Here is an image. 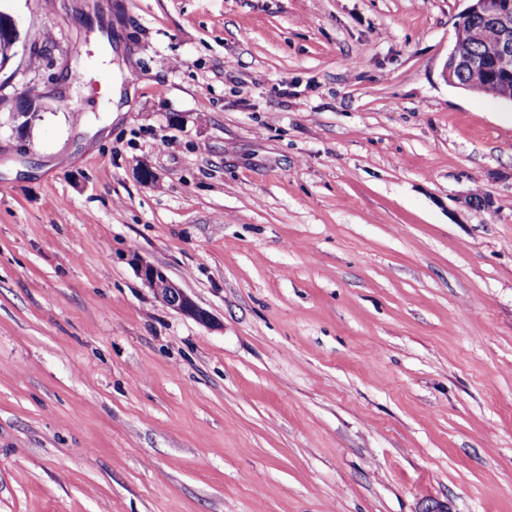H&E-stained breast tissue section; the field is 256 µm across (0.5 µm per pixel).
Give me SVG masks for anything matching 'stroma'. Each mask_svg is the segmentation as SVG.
Returning a JSON list of instances; mask_svg holds the SVG:
<instances>
[{"instance_id":"1","label":"stroma","mask_w":512,"mask_h":512,"mask_svg":"<svg viewBox=\"0 0 512 512\" xmlns=\"http://www.w3.org/2000/svg\"><path fill=\"white\" fill-rule=\"evenodd\" d=\"M466 6L0 0V512H512V104L442 77ZM1 15L4 17V22L2 25L0 23V71L12 58L18 55L21 42L20 31L14 18L0 11ZM137 267L141 279L165 305L199 323L210 324L212 322L213 318L209 311L198 305L159 267L143 261H140Z\"/></svg>"}]
</instances>
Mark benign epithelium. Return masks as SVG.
<instances>
[{"instance_id":"obj_1","label":"benign epithelium","mask_w":512,"mask_h":512,"mask_svg":"<svg viewBox=\"0 0 512 512\" xmlns=\"http://www.w3.org/2000/svg\"><path fill=\"white\" fill-rule=\"evenodd\" d=\"M469 5L461 18L471 15L492 17L499 31L497 40L484 44L483 58L470 61L462 56L457 47H452L443 69V77L448 85L463 90L490 95L512 102V0H468ZM4 22L0 24V69L18 55L21 42L20 31L14 18L0 11ZM468 69L470 80L464 83L455 81V74ZM42 95L31 93L20 99L14 119L29 116L40 107ZM138 273L156 297L168 307L184 316L203 324L212 322L208 310L198 305L186 291L174 283L159 267L138 263Z\"/></svg>"}]
</instances>
